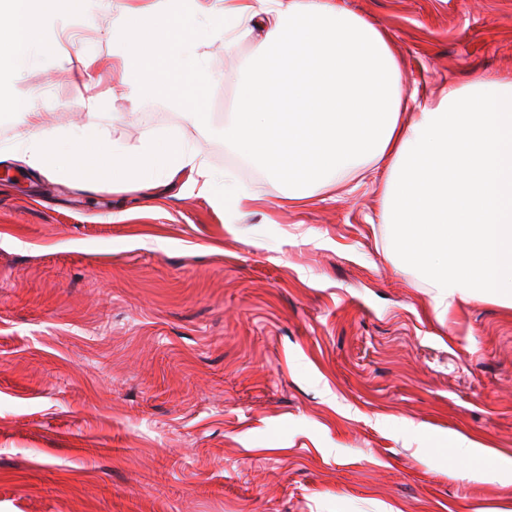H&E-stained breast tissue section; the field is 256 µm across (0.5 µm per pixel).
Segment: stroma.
Wrapping results in <instances>:
<instances>
[{
  "instance_id": "stroma-1",
  "label": "stroma",
  "mask_w": 512,
  "mask_h": 512,
  "mask_svg": "<svg viewBox=\"0 0 512 512\" xmlns=\"http://www.w3.org/2000/svg\"><path fill=\"white\" fill-rule=\"evenodd\" d=\"M126 4H57L12 94L65 135L94 53L115 145L177 134L257 197L231 216L175 184L80 190L67 164L19 169L0 110V512H512L511 473L447 452L464 432L512 454V308L437 306L380 183L282 206L223 132L124 84L106 39ZM343 4L392 39L404 87L512 79V0ZM255 40L207 48L219 126Z\"/></svg>"
}]
</instances>
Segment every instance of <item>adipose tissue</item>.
Segmentation results:
<instances>
[{"instance_id": "adipose-tissue-1", "label": "adipose tissue", "mask_w": 512, "mask_h": 512, "mask_svg": "<svg viewBox=\"0 0 512 512\" xmlns=\"http://www.w3.org/2000/svg\"><path fill=\"white\" fill-rule=\"evenodd\" d=\"M32 0H0V56L39 55L46 18ZM186 0L164 12L124 7L112 22L111 54L129 85L184 108L210 128L214 85L210 42L232 46L261 30L240 72L224 75L234 90L224 136L244 157L291 184L289 203L308 186L346 179L382 164V221L403 226V261L436 289L438 300H497L512 307V81L489 74L449 87L437 98L405 90L391 42L341 0H214L197 26ZM104 98L83 100L85 121L73 125L63 148L76 165L102 156V170L83 175L82 189L102 182L138 191L186 176L231 212L246 192L220 186L200 152L178 136L115 146L95 120ZM26 131L14 160L52 175L38 114L15 103Z\"/></svg>"}]
</instances>
